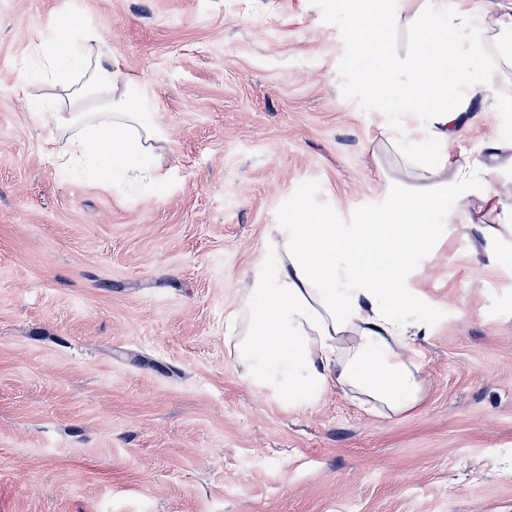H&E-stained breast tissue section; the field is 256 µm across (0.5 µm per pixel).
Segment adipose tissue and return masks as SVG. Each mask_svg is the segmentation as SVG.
<instances>
[{"label":"adipose tissue","instance_id":"adipose-tissue-1","mask_svg":"<svg viewBox=\"0 0 512 512\" xmlns=\"http://www.w3.org/2000/svg\"><path fill=\"white\" fill-rule=\"evenodd\" d=\"M386 26L384 47L360 46L378 61L364 88L379 100L390 83L424 89L429 103L417 130L430 150L380 130L369 151L388 182V207L366 224H292L270 238L277 259L253 268L224 341L246 379L279 375L288 403L337 390L390 417L422 399L417 342L428 324L406 310L416 267L450 224L477 230L488 244L512 242V195L488 183L490 172L512 170V138L493 140L482 157L447 151L470 113L512 110V0L482 13L446 0H400ZM436 32L463 33L467 59L433 41ZM33 53L37 78L51 89L34 117L52 135V158L99 161L130 185L160 183L165 137L148 118L142 82L108 43L64 27Z\"/></svg>","mask_w":512,"mask_h":512}]
</instances>
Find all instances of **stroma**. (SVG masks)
<instances>
[{"mask_svg": "<svg viewBox=\"0 0 512 512\" xmlns=\"http://www.w3.org/2000/svg\"><path fill=\"white\" fill-rule=\"evenodd\" d=\"M68 14L146 81L164 179L48 154L19 81ZM345 0H0V512H512V250L449 228L418 269L422 402L283 404L224 326L296 204L362 224L413 87L357 73ZM512 137L482 112L449 155Z\"/></svg>", "mask_w": 512, "mask_h": 512, "instance_id": "stroma-1", "label": "stroma"}]
</instances>
